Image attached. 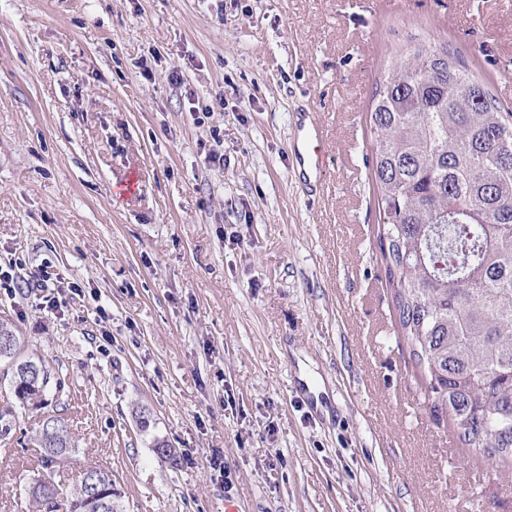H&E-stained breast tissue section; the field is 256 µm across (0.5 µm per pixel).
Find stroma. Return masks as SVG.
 I'll list each match as a JSON object with an SVG mask.
<instances>
[{
	"instance_id": "1",
	"label": "stroma",
	"mask_w": 512,
	"mask_h": 512,
	"mask_svg": "<svg viewBox=\"0 0 512 512\" xmlns=\"http://www.w3.org/2000/svg\"><path fill=\"white\" fill-rule=\"evenodd\" d=\"M419 43L512 108V0H0V268L59 279L0 316L64 382L55 481L98 465L116 512H512V469L434 419L377 243L367 113ZM11 378L0 512H32Z\"/></svg>"
}]
</instances>
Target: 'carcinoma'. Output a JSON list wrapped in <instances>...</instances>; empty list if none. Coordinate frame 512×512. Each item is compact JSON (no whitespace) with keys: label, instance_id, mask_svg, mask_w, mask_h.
Returning <instances> with one entry per match:
<instances>
[{"label":"carcinoma","instance_id":"carcinoma-1","mask_svg":"<svg viewBox=\"0 0 512 512\" xmlns=\"http://www.w3.org/2000/svg\"><path fill=\"white\" fill-rule=\"evenodd\" d=\"M368 123L396 323L433 415L490 466H512V110L448 45L418 44L376 83ZM5 340L21 352L0 317ZM36 366L39 381H14V397L40 411L54 373ZM34 442L50 474L71 456L49 412ZM57 495L36 512H84L78 489L59 484Z\"/></svg>","mask_w":512,"mask_h":512}]
</instances>
